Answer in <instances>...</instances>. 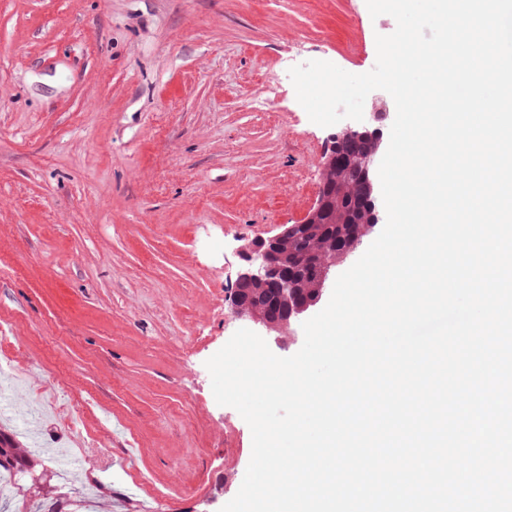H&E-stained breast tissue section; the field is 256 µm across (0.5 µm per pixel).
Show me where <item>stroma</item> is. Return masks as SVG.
Returning a JSON list of instances; mask_svg holds the SVG:
<instances>
[{
    "instance_id": "stroma-1",
    "label": "stroma",
    "mask_w": 512,
    "mask_h": 512,
    "mask_svg": "<svg viewBox=\"0 0 512 512\" xmlns=\"http://www.w3.org/2000/svg\"><path fill=\"white\" fill-rule=\"evenodd\" d=\"M395 28L366 0H0V390L20 409L0 429L71 451L22 479L30 508L78 495L94 438L112 467L90 512L237 494L251 431L205 363L239 327L241 246L307 218L341 130L289 70L369 72Z\"/></svg>"
}]
</instances>
